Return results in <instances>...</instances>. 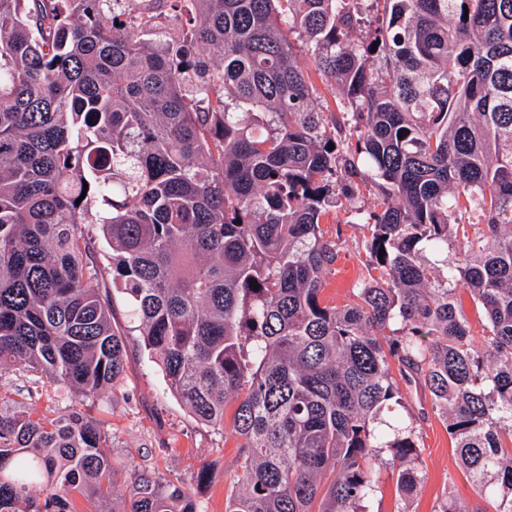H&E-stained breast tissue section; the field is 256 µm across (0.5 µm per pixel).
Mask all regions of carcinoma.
<instances>
[{
	"instance_id": "1",
	"label": "carcinoma",
	"mask_w": 512,
	"mask_h": 512,
	"mask_svg": "<svg viewBox=\"0 0 512 512\" xmlns=\"http://www.w3.org/2000/svg\"><path fill=\"white\" fill-rule=\"evenodd\" d=\"M364 1L381 22L359 43ZM137 2L0 0V377L75 397L51 418L0 391V512H199L118 470L81 409L123 386L129 336L197 423L234 404L225 512H369L386 467L415 491L405 387L512 512V0ZM367 185L381 206L355 211L364 270L336 307L322 220ZM452 237L443 275L428 255ZM309 69L313 83L317 88V108L325 112L328 117L330 112H339L336 103L340 96L335 82L315 72L310 65Z\"/></svg>"
}]
</instances>
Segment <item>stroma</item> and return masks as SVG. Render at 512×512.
<instances>
[{
  "mask_svg": "<svg viewBox=\"0 0 512 512\" xmlns=\"http://www.w3.org/2000/svg\"><path fill=\"white\" fill-rule=\"evenodd\" d=\"M347 206L331 210L329 228L339 229L341 257L327 278L323 293L326 303L343 305L355 285L365 251L364 231L349 223ZM0 384L15 399L50 415L68 405L65 390L31 383L29 378L7 374ZM409 417L417 430L421 467L425 475L420 489L403 496L395 476L381 472L377 490L368 503L370 512H435L444 496H451L469 512H493L491 504L479 498L463 472L454 442L443 418L431 407L429 397L409 395ZM94 418L104 419L110 452L122 467H149L167 478L194 489L200 512H224L238 465L237 442L233 437L198 424L167 389L164 379L139 346L129 337L124 386L112 399L109 414L87 407ZM209 464V480L197 484V470Z\"/></svg>",
  "mask_w": 512,
  "mask_h": 512,
  "instance_id": "1",
  "label": "stroma"
}]
</instances>
